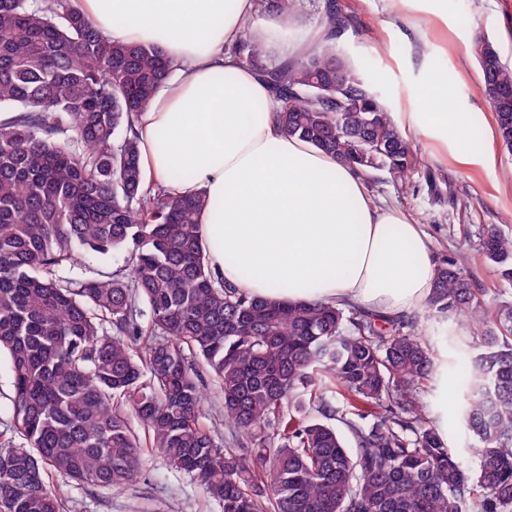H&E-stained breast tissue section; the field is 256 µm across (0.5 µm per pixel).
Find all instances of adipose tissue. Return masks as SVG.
Masks as SVG:
<instances>
[{"label": "adipose tissue", "instance_id": "1", "mask_svg": "<svg viewBox=\"0 0 512 512\" xmlns=\"http://www.w3.org/2000/svg\"><path fill=\"white\" fill-rule=\"evenodd\" d=\"M72 2L105 34L172 62L140 114L142 172L175 196L205 190L200 232L225 281L257 298L348 301L388 317L426 306L436 263L420 225L380 206L357 169L286 134L266 83L239 63L234 48L257 0ZM449 95L435 81L401 130L429 138L440 156L479 163L475 118L449 111Z\"/></svg>", "mask_w": 512, "mask_h": 512}]
</instances>
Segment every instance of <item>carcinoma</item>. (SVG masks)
<instances>
[{
  "instance_id": "1",
  "label": "carcinoma",
  "mask_w": 512,
  "mask_h": 512,
  "mask_svg": "<svg viewBox=\"0 0 512 512\" xmlns=\"http://www.w3.org/2000/svg\"><path fill=\"white\" fill-rule=\"evenodd\" d=\"M297 5L264 9L290 22ZM309 22L322 37L308 49L251 31L235 54L284 131L406 184L416 152L339 45L350 15L322 0ZM476 56L512 151V67L486 42ZM173 71L71 0H0V354L21 438L0 435V512H61L53 473L124 491L147 448L220 512H512V304L486 302L463 258L437 265L430 315L472 322L443 336L465 352L450 370L471 470L420 403L440 365L418 322L225 284L199 234L205 194L145 185L136 125ZM481 252L512 281V235L487 225ZM81 253L124 266L89 277ZM203 369L231 446L202 422Z\"/></svg>"
}]
</instances>
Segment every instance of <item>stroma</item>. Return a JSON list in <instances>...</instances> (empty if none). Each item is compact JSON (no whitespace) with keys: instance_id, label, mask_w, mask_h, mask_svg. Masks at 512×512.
<instances>
[{"instance_id":"obj_1","label":"stroma","mask_w":512,"mask_h":512,"mask_svg":"<svg viewBox=\"0 0 512 512\" xmlns=\"http://www.w3.org/2000/svg\"><path fill=\"white\" fill-rule=\"evenodd\" d=\"M341 2L352 20L340 45L391 112L414 111L424 85L444 72L452 111L474 112L481 120L474 147L484 154L482 163L466 165L452 157L436 161L431 142L417 137L413 144L418 164L408 184L399 186L387 172L378 171L366 182L369 194L422 224L436 259L464 255L467 273L484 288L490 303L512 302V282L499 278L479 246L485 225L512 233V152L498 137L495 116L481 92L482 73L474 52L477 40L489 41L512 65V0H440V19L430 13L428 0L396 13L388 10L385 0ZM431 173L450 185L453 201L431 196L426 185ZM422 404L430 417L447 411L449 447L466 467L476 468L474 441L461 420V400L444 402L433 385L423 393ZM49 482L82 512H219L195 481L154 450L147 452L135 485L123 492L57 474Z\"/></svg>"}]
</instances>
